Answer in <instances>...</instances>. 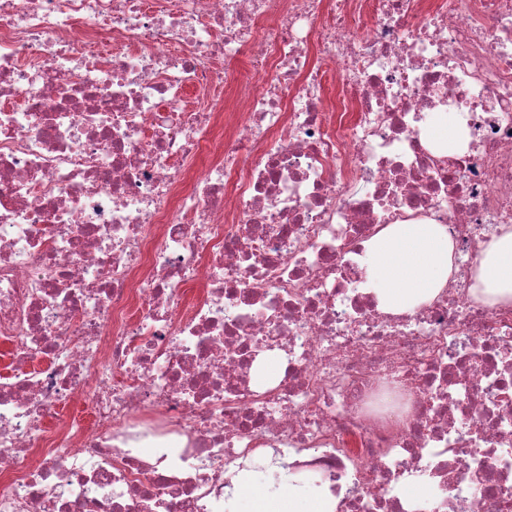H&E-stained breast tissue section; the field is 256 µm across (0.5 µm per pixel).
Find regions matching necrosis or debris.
<instances>
[{"mask_svg":"<svg viewBox=\"0 0 512 512\" xmlns=\"http://www.w3.org/2000/svg\"><path fill=\"white\" fill-rule=\"evenodd\" d=\"M418 221L453 271L384 311L368 244ZM503 224L512 0H0V512H224L260 463L512 512V306L471 292ZM432 135L441 141H448V147L454 144H460L466 131L459 118L453 113H448V119H441L433 128Z\"/></svg>","mask_w":512,"mask_h":512,"instance_id":"necrosis-or-debris-1","label":"necrosis or debris"}]
</instances>
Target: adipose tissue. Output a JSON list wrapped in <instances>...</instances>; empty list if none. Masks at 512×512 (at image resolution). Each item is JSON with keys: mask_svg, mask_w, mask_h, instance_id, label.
<instances>
[{"mask_svg": "<svg viewBox=\"0 0 512 512\" xmlns=\"http://www.w3.org/2000/svg\"><path fill=\"white\" fill-rule=\"evenodd\" d=\"M375 260L367 279L381 308L393 313L431 301L451 271V243L437 224H393L372 239ZM473 293L490 306L512 305V227L485 243L474 274ZM247 495H235L234 512H335L334 499L306 484L257 483L243 474Z\"/></svg>", "mask_w": 512, "mask_h": 512, "instance_id": "obj_1", "label": "adipose tissue"}]
</instances>
